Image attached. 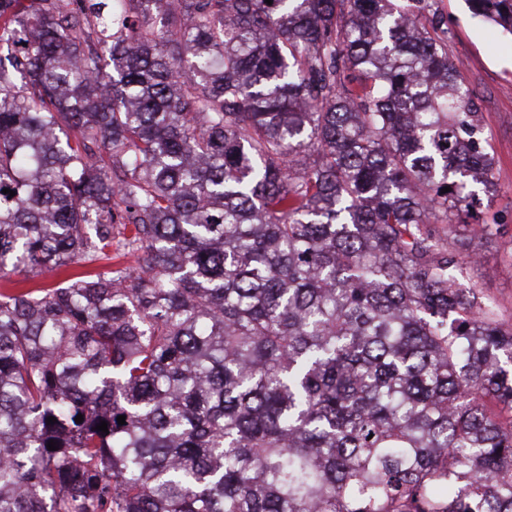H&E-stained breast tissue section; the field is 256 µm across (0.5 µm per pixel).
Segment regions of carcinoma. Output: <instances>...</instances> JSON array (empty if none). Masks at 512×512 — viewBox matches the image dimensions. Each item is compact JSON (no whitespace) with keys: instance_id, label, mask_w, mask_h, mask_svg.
Returning a JSON list of instances; mask_svg holds the SVG:
<instances>
[{"instance_id":"cac0c4a2","label":"carcinoma","mask_w":512,"mask_h":512,"mask_svg":"<svg viewBox=\"0 0 512 512\" xmlns=\"http://www.w3.org/2000/svg\"><path fill=\"white\" fill-rule=\"evenodd\" d=\"M430 7L0 0V512H512V324L460 281L496 159Z\"/></svg>"}]
</instances>
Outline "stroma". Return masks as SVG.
Wrapping results in <instances>:
<instances>
[{"instance_id": "1", "label": "stroma", "mask_w": 512, "mask_h": 512, "mask_svg": "<svg viewBox=\"0 0 512 512\" xmlns=\"http://www.w3.org/2000/svg\"><path fill=\"white\" fill-rule=\"evenodd\" d=\"M432 10L444 21L448 56L461 65L479 107L500 188L478 216L502 224L504 232L478 246L465 282L476 285L503 320L512 321V39L473 19L464 0H433Z\"/></svg>"}]
</instances>
